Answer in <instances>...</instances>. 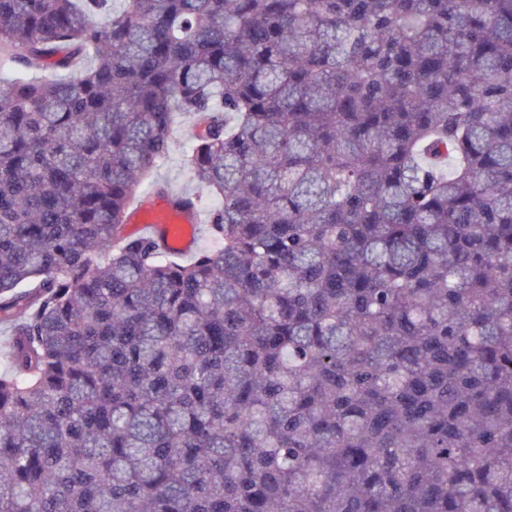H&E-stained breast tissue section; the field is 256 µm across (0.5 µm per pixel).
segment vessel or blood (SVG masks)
<instances>
[{"label":"vessel or blood","instance_id":"1","mask_svg":"<svg viewBox=\"0 0 512 512\" xmlns=\"http://www.w3.org/2000/svg\"><path fill=\"white\" fill-rule=\"evenodd\" d=\"M129 223L138 225L141 232L159 239L165 252H187L193 249L194 229L203 217L199 211L175 210L169 197L154 194L137 202L128 214Z\"/></svg>","mask_w":512,"mask_h":512}]
</instances>
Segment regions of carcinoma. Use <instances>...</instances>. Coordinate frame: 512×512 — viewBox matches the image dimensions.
<instances>
[{"label": "carcinoma", "mask_w": 512, "mask_h": 512, "mask_svg": "<svg viewBox=\"0 0 512 512\" xmlns=\"http://www.w3.org/2000/svg\"><path fill=\"white\" fill-rule=\"evenodd\" d=\"M121 2L0 0V512H512V0ZM192 141V119L188 115H177L172 134V149L160 163L154 177L168 183L174 191H193L195 185L184 167L185 151ZM126 222L131 223L125 224L124 232L127 235L141 236L143 232L151 238L161 237L160 244L165 253L192 250L195 245L193 229L200 224L197 244L193 252L184 256L168 255L178 261L189 262L198 253L214 249L218 245L208 224H203L204 219L198 210L189 212L175 210L168 196L148 195L130 209ZM134 224H139L138 228L141 232L133 228ZM172 224H182L177 233Z\"/></svg>", "instance_id": "cac0c4a2"}]
</instances>
